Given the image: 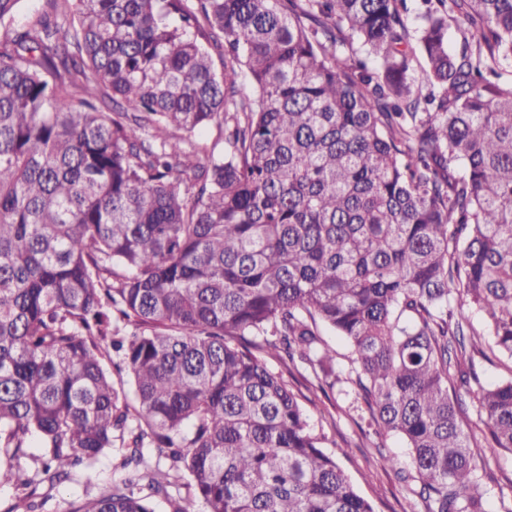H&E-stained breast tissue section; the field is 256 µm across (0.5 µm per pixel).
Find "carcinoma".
Returning <instances> with one entry per match:
<instances>
[{"mask_svg": "<svg viewBox=\"0 0 512 512\" xmlns=\"http://www.w3.org/2000/svg\"><path fill=\"white\" fill-rule=\"evenodd\" d=\"M20 2L0 0L3 512L109 451L121 477L67 512H186L183 488L200 512H374L270 359L352 385L423 512H484L455 383L485 339L512 361V0H422L413 28L407 0ZM211 125L203 162L163 134ZM476 404L512 453V377Z\"/></svg>", "mask_w": 512, "mask_h": 512, "instance_id": "cac0c4a2", "label": "carcinoma"}]
</instances>
